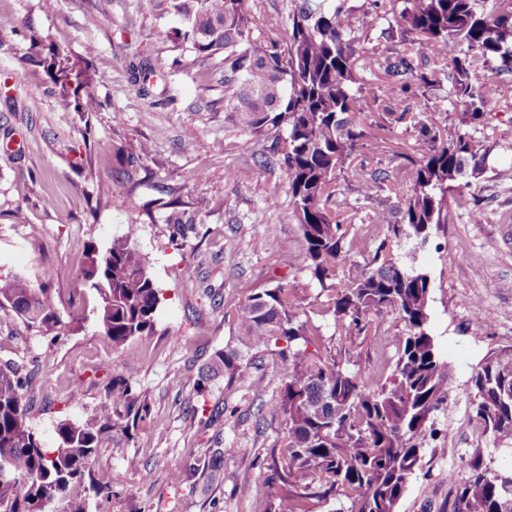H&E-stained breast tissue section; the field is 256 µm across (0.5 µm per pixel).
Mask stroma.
<instances>
[{
	"mask_svg": "<svg viewBox=\"0 0 512 512\" xmlns=\"http://www.w3.org/2000/svg\"><path fill=\"white\" fill-rule=\"evenodd\" d=\"M291 0H257L252 34L285 43ZM350 24L366 48L384 49L385 20L371 0H349ZM15 21L0 32V275L48 281L62 300L77 287L90 248H107L136 225V247L163 297L153 335L113 349L95 320L75 333L43 334L0 312V362L22 365L33 378V426L52 444L63 419L86 420L113 379L128 380L139 413L129 433H112L97 454L95 476L110 496L89 495L87 512H259L267 496L261 461L286 435L270 406L286 379L278 347L251 358L244 379L196 384L234 326L241 285L291 288L308 297L318 349L334 348V319L304 262L305 243L292 216L288 183L266 163L270 143L233 127L224 112V74L170 37L181 28L168 0H0ZM47 37L72 59L89 58L102 76L100 107L73 111L51 94L42 67L24 62L30 33ZM148 59L153 72L141 94L131 65ZM207 92H200V84ZM439 126H454L460 105L446 75L404 102ZM485 167L464 174L462 188L417 262L430 276V333L455 361L448 403L427 455L397 512H448L450 480L487 441L472 416V372L493 349H512V112L490 108L469 128ZM148 142L137 194L150 209H130L121 158ZM250 177H242L245 168ZM389 155L367 153L365 176L395 175ZM360 175V176H363ZM360 176L338 177L337 199L369 247L384 236L374 211L396 207L395 195L364 197ZM177 191L186 224L168 223ZM22 207V220L12 212ZM277 247H270L269 233ZM356 337L360 368L380 363L379 339L398 335L395 313ZM79 390L70 401V390ZM224 473L214 480V469ZM183 472L174 482L170 473ZM251 493H244V486Z\"/></svg>",
	"mask_w": 512,
	"mask_h": 512,
	"instance_id": "1",
	"label": "stroma"
}]
</instances>
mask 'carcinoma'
Returning a JSON list of instances; mask_svg holds the SVG:
<instances>
[{
	"label": "carcinoma",
	"mask_w": 512,
	"mask_h": 512,
	"mask_svg": "<svg viewBox=\"0 0 512 512\" xmlns=\"http://www.w3.org/2000/svg\"><path fill=\"white\" fill-rule=\"evenodd\" d=\"M183 20L174 40L202 60L224 68V111L233 125L256 137H273V154L291 193L293 215L305 242V259L335 322L337 342L350 352L355 336L391 310L404 324L389 374L351 369L331 352L311 350L313 331L306 297L282 286L244 287L236 308L235 339L214 352L199 389L219 375L241 378L252 354L284 343L288 379L271 406L288 432V444L261 460L276 492L263 512H396L410 481L421 470L422 439L433 432L448 401L452 361L428 332L430 278L401 246H424L433 227L448 223L458 178L478 169L484 156L465 133L443 137L423 112H395L393 105L431 83L416 70L413 54L361 53L360 38L345 23L347 0H300L288 13V42L281 48L252 36L256 0H169ZM487 13L479 0H374L375 12L391 16L387 38L449 71L452 94L463 106L458 126L469 127L495 105L512 109V90L487 73L512 72V0H496ZM27 58L42 66L55 93L74 111L98 110L102 77L44 38L29 36ZM380 76L373 103L380 109L361 120L364 84L359 70ZM418 129L416 158L398 165L391 180L362 181L370 195L402 194L391 210L372 216L385 236L356 272L334 283L364 238L333 212L337 175L352 168L362 150L386 152L391 132ZM136 228L103 251L88 250L80 269L78 299L57 310L56 293L21 275H0V310L11 311L43 333H70L94 314L118 349L155 333L160 289L135 247ZM94 298L89 309L84 294ZM471 399L482 435L496 449L512 447V349L491 350L475 366ZM126 383H115L83 422L61 420L53 447L31 425L32 404L18 367L0 363V512H87L86 493L102 492L93 467L100 443L122 427L136 407ZM464 475L448 492V512H512V469L495 465L476 448ZM339 507H333V504Z\"/></svg>",
	"instance_id": "1"
}]
</instances>
